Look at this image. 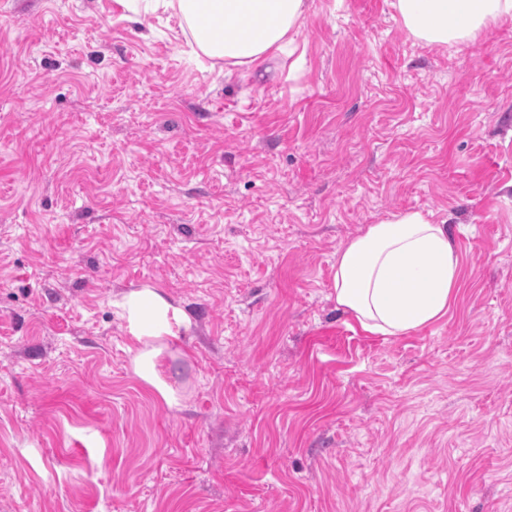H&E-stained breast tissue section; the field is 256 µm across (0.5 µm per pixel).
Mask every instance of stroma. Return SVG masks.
Returning <instances> with one entry per match:
<instances>
[{
    "label": "stroma",
    "mask_w": 512,
    "mask_h": 512,
    "mask_svg": "<svg viewBox=\"0 0 512 512\" xmlns=\"http://www.w3.org/2000/svg\"><path fill=\"white\" fill-rule=\"evenodd\" d=\"M266 76L112 0H0V512H512V21L308 0ZM446 219L448 313L364 333L343 243ZM193 333L134 370L117 303ZM404 29L427 45L474 40L490 25L512 20V0H395ZM150 303V313L144 314L142 305ZM123 317L127 322V330L132 340L141 345L135 358V371L147 383L153 385L169 404H177L176 398L168 388L157 378L154 372V358L161 352L162 347L146 341L147 338L161 339L176 337L181 330L186 336L192 332L188 317L161 293L152 288H142L129 292L118 303ZM176 327V332L174 328Z\"/></svg>",
    "instance_id": "1"
}]
</instances>
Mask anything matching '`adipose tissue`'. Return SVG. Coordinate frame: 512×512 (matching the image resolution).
<instances>
[{
    "instance_id": "adipose-tissue-1",
    "label": "adipose tissue",
    "mask_w": 512,
    "mask_h": 512,
    "mask_svg": "<svg viewBox=\"0 0 512 512\" xmlns=\"http://www.w3.org/2000/svg\"><path fill=\"white\" fill-rule=\"evenodd\" d=\"M124 17L143 22L175 17L190 32L195 57L256 70L268 56L293 47L307 0H113ZM404 29L428 45L474 40L478 33L512 20V0H394ZM461 260L445 221L433 213L404 211L379 223L337 252L336 306L354 315L372 335L401 336L445 316L453 302ZM120 307L140 349L135 371L171 399L154 372L156 339L191 334L188 317L151 288L129 292Z\"/></svg>"
}]
</instances>
